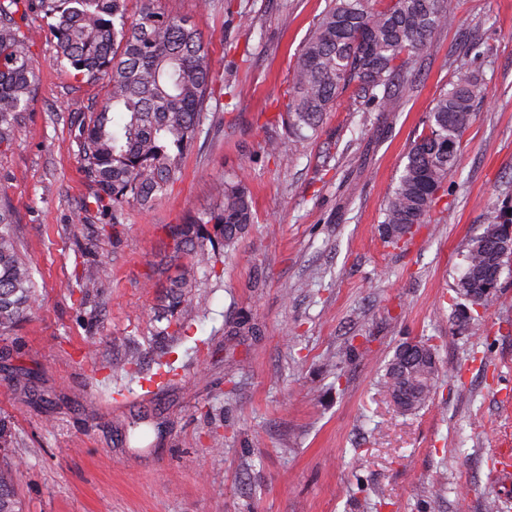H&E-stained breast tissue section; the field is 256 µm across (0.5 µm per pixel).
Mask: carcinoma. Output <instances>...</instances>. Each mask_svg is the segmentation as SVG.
<instances>
[{"label": "carcinoma", "instance_id": "cac0c4a2", "mask_svg": "<svg viewBox=\"0 0 512 512\" xmlns=\"http://www.w3.org/2000/svg\"><path fill=\"white\" fill-rule=\"evenodd\" d=\"M128 2L0 0V148L14 142L34 101L41 66L21 21L36 14L46 20L57 60L73 77L107 83L98 110L77 108L81 165L94 186L80 211L110 216L113 228L127 207L152 209L181 180L185 157L209 133L205 125L215 123L210 102L223 95L208 43L189 20L156 9L152 0L132 20ZM453 21L448 0H331L293 67L285 117L290 146L304 150L350 86L362 111H391L396 92L416 82V59L435 48V34ZM485 94L470 64L434 99L427 131L413 142L387 191L379 226L384 242L405 244L415 226L429 222L455 172L474 102ZM219 195L216 208L168 226L172 254L186 256V263L166 285L170 318L164 335L180 334L195 311L190 295L200 274L215 273L216 250H233L254 222L244 180L220 185ZM15 223L13 207L1 195V333L32 313L36 301L33 262L17 249ZM504 224H512L507 211H488L483 232L467 243L455 286L467 302L456 313L463 325L472 320L471 309L494 302L500 274L512 264V240L500 236ZM439 368L433 345L405 342L386 364L380 387L401 411L415 413L430 399ZM0 512H21L15 467L0 468Z\"/></svg>", "mask_w": 512, "mask_h": 512}]
</instances>
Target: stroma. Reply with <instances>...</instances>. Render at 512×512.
<instances>
[{
    "instance_id": "stroma-1",
    "label": "stroma",
    "mask_w": 512,
    "mask_h": 512,
    "mask_svg": "<svg viewBox=\"0 0 512 512\" xmlns=\"http://www.w3.org/2000/svg\"><path fill=\"white\" fill-rule=\"evenodd\" d=\"M329 3L154 0L202 32L232 96L213 103L224 124L188 153L166 199L128 208L111 234L79 212L92 187L73 110L106 89L65 71L40 17L24 21L38 92L0 152L18 248L36 268L33 314L0 334L23 512H484L489 498L512 512V469L497 464L512 453V266L469 328L452 319L469 239L488 208L512 210V0H448L454 22L394 110L360 112L342 95L297 153L277 115ZM473 41L491 47L487 94L436 221L387 247L386 193ZM269 140L283 146L272 160ZM234 177L257 222L193 289L204 316L163 335V287L178 270L163 227L215 208ZM98 266L107 277L81 298L77 280ZM427 338L440 347L437 386L405 413L379 374L399 344ZM162 361L177 369L165 387L149 381ZM21 367L24 391L10 380Z\"/></svg>"
}]
</instances>
